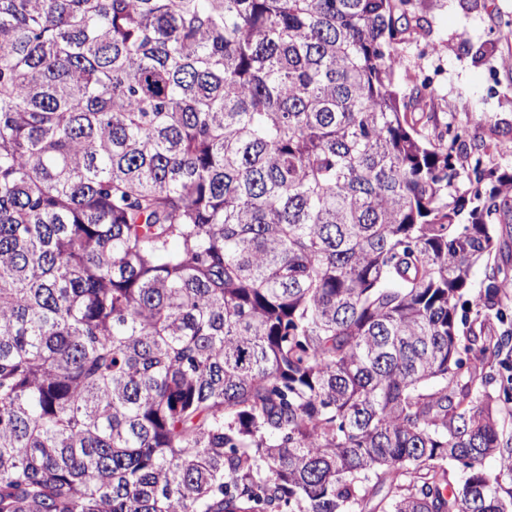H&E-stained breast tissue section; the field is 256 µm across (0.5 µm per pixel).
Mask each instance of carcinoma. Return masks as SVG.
<instances>
[{
  "label": "carcinoma",
  "instance_id": "1",
  "mask_svg": "<svg viewBox=\"0 0 512 512\" xmlns=\"http://www.w3.org/2000/svg\"><path fill=\"white\" fill-rule=\"evenodd\" d=\"M412 7L0 0V512H512V137Z\"/></svg>",
  "mask_w": 512,
  "mask_h": 512
}]
</instances>
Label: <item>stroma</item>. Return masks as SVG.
<instances>
[{"label": "stroma", "mask_w": 512, "mask_h": 512, "mask_svg": "<svg viewBox=\"0 0 512 512\" xmlns=\"http://www.w3.org/2000/svg\"><path fill=\"white\" fill-rule=\"evenodd\" d=\"M425 25L402 46L399 83L411 90L428 77L432 95L425 100L437 124L465 127L472 138L512 131V0H414ZM495 40L497 51L479 54ZM438 45L429 53L427 45Z\"/></svg>", "instance_id": "obj_1"}]
</instances>
